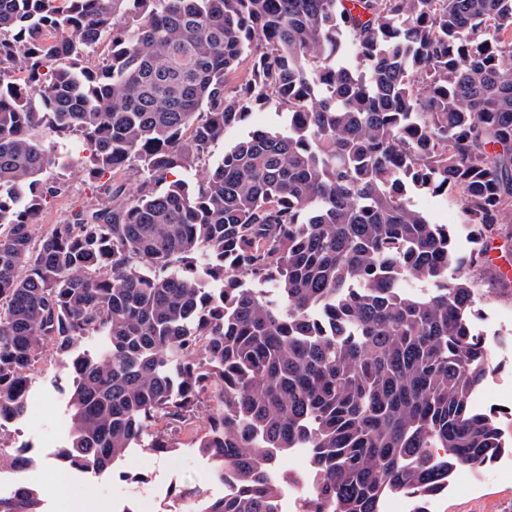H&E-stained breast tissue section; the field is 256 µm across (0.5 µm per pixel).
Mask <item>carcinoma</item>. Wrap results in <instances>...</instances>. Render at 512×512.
<instances>
[{
  "label": "carcinoma",
  "instance_id": "cac0c4a2",
  "mask_svg": "<svg viewBox=\"0 0 512 512\" xmlns=\"http://www.w3.org/2000/svg\"><path fill=\"white\" fill-rule=\"evenodd\" d=\"M506 58L512 0H0V416L24 418L51 353L74 374L62 460L109 476L192 432L240 480L196 512H275L300 474L267 473L297 448L300 512H381L491 465L467 269L512 240ZM267 105L283 128L209 162ZM41 130L83 140L103 199L37 239L64 190ZM449 194L465 256L413 202ZM0 512L44 510L20 485Z\"/></svg>",
  "mask_w": 512,
  "mask_h": 512
}]
</instances>
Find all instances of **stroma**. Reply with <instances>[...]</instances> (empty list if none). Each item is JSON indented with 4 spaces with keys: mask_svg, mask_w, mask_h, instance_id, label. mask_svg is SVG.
Here are the masks:
<instances>
[{
    "mask_svg": "<svg viewBox=\"0 0 512 512\" xmlns=\"http://www.w3.org/2000/svg\"><path fill=\"white\" fill-rule=\"evenodd\" d=\"M52 143L61 167L54 173L66 184L61 195L43 208L39 233L67 219L80 208L97 204L99 194L89 183L80 164L81 146L69 134L55 135ZM479 331L486 333L490 359L496 368L492 377L472 395L475 409L497 410L506 438H512V295L481 293L478 299ZM74 375L57 360L40 363L32 382L24 419L6 425L4 440L9 454L27 450L37 459L36 467L19 473L22 482L41 492L44 512H141V486L153 488L159 500L158 512H167L174 488L200 487L205 497L216 499L224 487L212 475L213 462L191 448L186 435H179L181 450L177 457L161 456L144 448L132 450L120 465L119 475L99 478L68 469L56 453L66 445L71 420L68 400ZM55 466L66 489L64 499L44 495L47 485L42 473ZM430 512H512V454L502 455L492 466L476 472L457 471L449 481L446 494L429 504Z\"/></svg>",
    "mask_w": 512,
    "mask_h": 512,
    "instance_id": "obj_1",
    "label": "stroma"
}]
</instances>
